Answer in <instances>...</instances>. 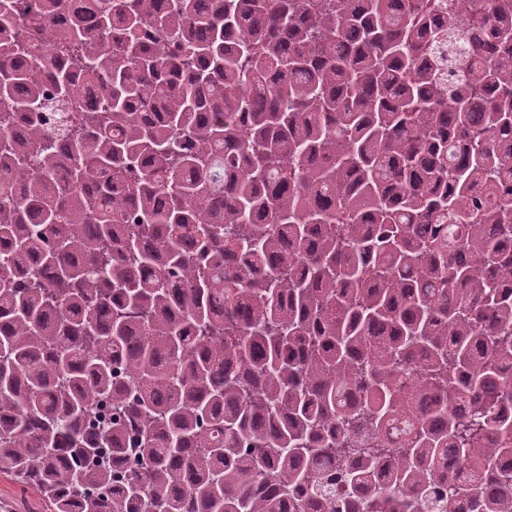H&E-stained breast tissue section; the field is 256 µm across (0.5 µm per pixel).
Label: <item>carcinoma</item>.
Returning a JSON list of instances; mask_svg holds the SVG:
<instances>
[{"mask_svg":"<svg viewBox=\"0 0 512 512\" xmlns=\"http://www.w3.org/2000/svg\"><path fill=\"white\" fill-rule=\"evenodd\" d=\"M1 474L512 512V0H0Z\"/></svg>","mask_w":512,"mask_h":512,"instance_id":"obj_1","label":"carcinoma"}]
</instances>
